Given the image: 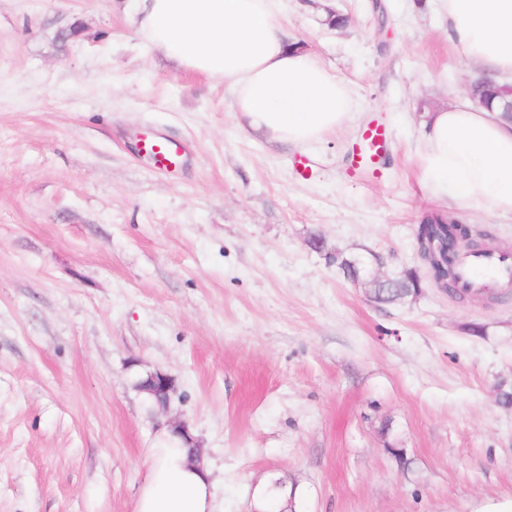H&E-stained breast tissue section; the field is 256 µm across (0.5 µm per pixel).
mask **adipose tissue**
Instances as JSON below:
<instances>
[{
    "label": "adipose tissue",
    "instance_id": "obj_1",
    "mask_svg": "<svg viewBox=\"0 0 512 512\" xmlns=\"http://www.w3.org/2000/svg\"><path fill=\"white\" fill-rule=\"evenodd\" d=\"M460 57L512 74V0H445ZM134 33L183 70L224 81L246 130L300 147L351 117L347 86L289 43L279 0H131ZM421 181L435 196L512 213V117L460 102L425 115ZM136 512H215L210 465L178 438L147 449Z\"/></svg>",
    "mask_w": 512,
    "mask_h": 512
}]
</instances>
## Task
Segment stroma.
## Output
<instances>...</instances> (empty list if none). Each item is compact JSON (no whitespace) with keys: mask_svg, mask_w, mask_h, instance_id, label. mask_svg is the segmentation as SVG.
<instances>
[{"mask_svg":"<svg viewBox=\"0 0 512 512\" xmlns=\"http://www.w3.org/2000/svg\"><path fill=\"white\" fill-rule=\"evenodd\" d=\"M331 4L341 27L322 0H281L283 21L356 115L288 148L136 37L122 0H0V512H135L174 419L218 512H261L272 477L295 512H512V293L427 280L381 304L329 261L424 273L417 228L441 211L512 252L511 213L420 181L425 113L483 70L443 0ZM375 121L393 133L383 177L350 180ZM145 126L187 145L177 174L145 164ZM157 369L176 380L165 411L136 387Z\"/></svg>","mask_w":512,"mask_h":512,"instance_id":"35a3bbf8","label":"stroma"}]
</instances>
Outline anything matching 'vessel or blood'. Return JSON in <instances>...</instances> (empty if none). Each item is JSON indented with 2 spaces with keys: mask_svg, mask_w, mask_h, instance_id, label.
<instances>
[{
  "mask_svg": "<svg viewBox=\"0 0 512 512\" xmlns=\"http://www.w3.org/2000/svg\"><path fill=\"white\" fill-rule=\"evenodd\" d=\"M390 140L383 125H369L350 152V175L378 178V162ZM139 151L150 159L154 170L170 173L184 165L187 147L146 127L139 135ZM511 285L512 253L484 250L462 255L456 261L455 286L460 292L481 295Z\"/></svg>",
  "mask_w": 512,
  "mask_h": 512,
  "instance_id": "vessel-or-blood-1",
  "label": "vessel or blood"
}]
</instances>
